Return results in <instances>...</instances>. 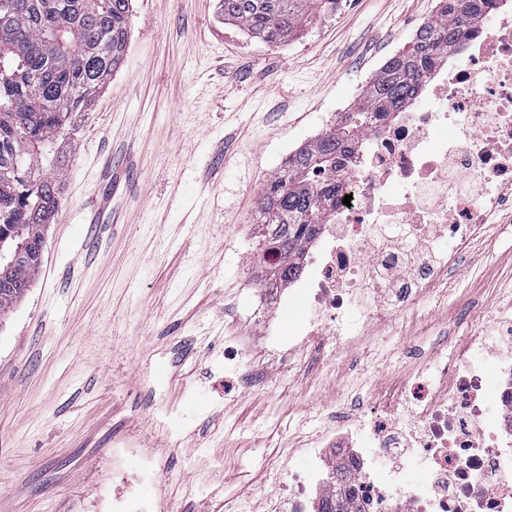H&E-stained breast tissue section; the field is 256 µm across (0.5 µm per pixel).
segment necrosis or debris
Segmentation results:
<instances>
[{
  "label": "necrosis or debris",
  "mask_w": 512,
  "mask_h": 512,
  "mask_svg": "<svg viewBox=\"0 0 512 512\" xmlns=\"http://www.w3.org/2000/svg\"><path fill=\"white\" fill-rule=\"evenodd\" d=\"M488 13L496 24L467 25L456 53L427 74L434 106L373 124L355 166L332 175L336 191L298 271L267 289L269 309L254 314L270 333L291 304L306 312L280 342L283 363L326 343L354 301L365 310L351 346L437 290L453 257L434 256L436 240L468 252L488 219L512 225V15ZM485 320L496 331L494 372L474 359L485 337H463L440 354L434 377L397 384L385 415L348 416L307 440L311 468L276 467L264 512H322L338 494L349 512H512V295ZM414 456L426 467L403 479Z\"/></svg>",
  "instance_id": "necrosis-or-debris-1"
}]
</instances>
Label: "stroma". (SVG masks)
Masks as SVG:
<instances>
[{"label":"stroma","mask_w":512,"mask_h":512,"mask_svg":"<svg viewBox=\"0 0 512 512\" xmlns=\"http://www.w3.org/2000/svg\"><path fill=\"white\" fill-rule=\"evenodd\" d=\"M132 5L123 61L71 133L40 270L0 317L5 512H110L116 491L155 512L260 503L267 466L332 417L379 415L381 391L512 290V231L489 224L368 346L286 377L272 339L225 361L262 304L258 189L362 100L436 0H341L278 45L219 0Z\"/></svg>","instance_id":"stroma-1"}]
</instances>
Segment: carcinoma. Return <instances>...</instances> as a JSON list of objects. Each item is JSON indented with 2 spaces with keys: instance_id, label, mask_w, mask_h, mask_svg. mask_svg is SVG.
Listing matches in <instances>:
<instances>
[{
  "instance_id": "1",
  "label": "carcinoma",
  "mask_w": 512,
  "mask_h": 512,
  "mask_svg": "<svg viewBox=\"0 0 512 512\" xmlns=\"http://www.w3.org/2000/svg\"><path fill=\"white\" fill-rule=\"evenodd\" d=\"M224 20L266 43H283L337 0H220ZM498 0H437L436 11L410 45L372 77L364 100L338 127L289 155L261 186L255 209L263 240L277 245L264 282L285 281L323 223L331 189L318 181L356 157L346 146L379 118L416 100L434 60ZM132 0H0V238L23 226V237L44 241L61 199L65 155L60 145L73 118L120 67ZM22 163L17 177L6 170ZM41 264L0 258V316L24 295Z\"/></svg>"
}]
</instances>
